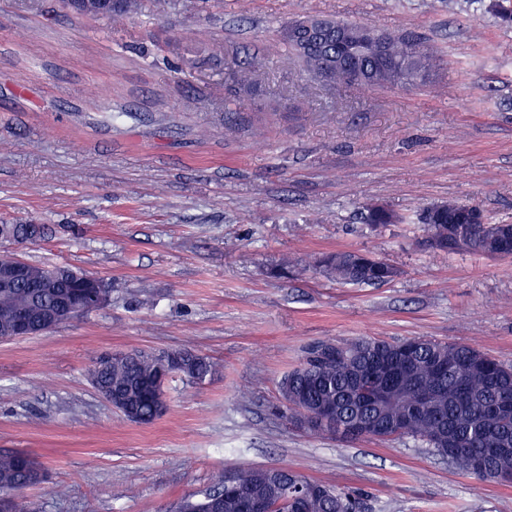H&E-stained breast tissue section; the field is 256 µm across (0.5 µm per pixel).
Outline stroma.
<instances>
[{
	"label": "stroma",
	"mask_w": 512,
	"mask_h": 512,
	"mask_svg": "<svg viewBox=\"0 0 512 512\" xmlns=\"http://www.w3.org/2000/svg\"><path fill=\"white\" fill-rule=\"evenodd\" d=\"M322 14L411 32L441 62L416 85L312 80L280 44ZM261 93L237 97L245 56ZM480 206L512 224V29L467 0H152L108 21L62 0H0V224H41L19 258L112 285L100 310L0 341V451L32 454L31 512H168L242 468L360 492L367 512H512L407 438L344 443L283 414L281 379L313 342L414 336L512 365V257L426 248L423 208ZM383 203L396 224L364 223ZM370 252L382 285L319 271ZM188 348L217 372L166 384L126 420L88 370L108 351ZM341 260L350 264V280L340 279ZM323 271L336 280L357 284L380 285L397 276V269L370 253L350 252L325 255L319 261Z\"/></svg>",
	"instance_id": "stroma-1"
}]
</instances>
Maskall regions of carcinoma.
<instances>
[{"mask_svg":"<svg viewBox=\"0 0 512 512\" xmlns=\"http://www.w3.org/2000/svg\"><path fill=\"white\" fill-rule=\"evenodd\" d=\"M137 0H114L112 12L105 15L116 20L132 13ZM500 24L512 27V0H489L485 5ZM326 23L346 33L341 39L327 31L309 36L303 31H290L283 26L280 42L295 55L315 79L335 84L348 81L343 64L371 73L367 86L391 84L389 75L371 44L366 39L378 30L370 26L348 24L334 19ZM389 62L408 74L406 85L416 83L415 70L429 71L436 66L437 55L421 39L408 34H384ZM473 208L454 201L433 203L426 207L421 222L428 237L441 251L482 253L488 240L499 234L512 241V226L503 224L485 228L473 223ZM368 224H395L399 217L383 204L365 207ZM350 264V282L367 285L384 284L397 276V269L384 260L362 252L334 253L324 256L319 265L336 279L341 277V262ZM31 280L12 288L0 287V329L15 323L19 314L33 307L53 308L66 292L68 282L59 288H41L39 280L51 268L29 265ZM414 347L413 365L399 372V381L391 397L376 405L362 400L356 388L369 382L373 366L396 358L405 345ZM180 365L176 373L196 382H203L216 371V363L191 350H179ZM448 359V372L438 384L431 408L417 410L416 385L431 376L433 359ZM170 377L161 362L151 353L126 355L122 352L100 355L90 371L95 388L111 393L114 408L134 423L149 424L159 417L150 396L151 387L165 385ZM288 410L296 419L301 412H312L330 406L335 421L350 423L373 416L384 424L381 439L410 438L424 444L442 457H448L457 469L470 472L483 459L490 470H512V453L485 456L489 448H512V417L498 415L494 408L506 397L512 400V367L486 353L462 343L440 342L417 337L401 342L360 338L352 342L323 340L311 344L302 362L286 374L279 385ZM448 431L458 451L448 456V449L438 446L434 435L438 428ZM42 469L37 460L21 451H0V512H22L20 493L40 482ZM236 485L246 493L255 494L273 504L281 503L288 512H363L360 495L344 492L332 484L311 479L288 469L273 473L268 469H245L234 473ZM211 493L201 498L182 497L177 512H211Z\"/></svg>","mask_w":512,"mask_h":512,"instance_id":"cac0c4a2","label":"carcinoma"}]
</instances>
